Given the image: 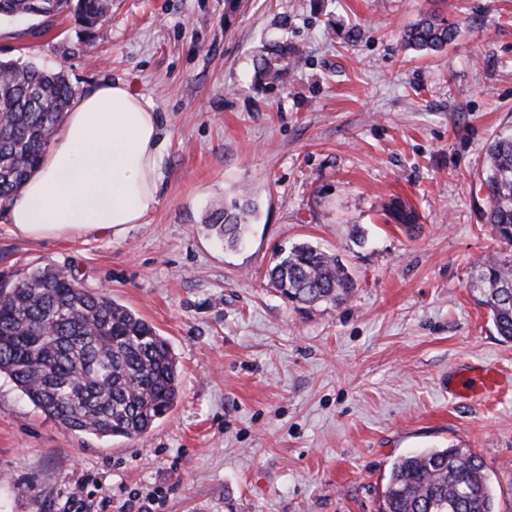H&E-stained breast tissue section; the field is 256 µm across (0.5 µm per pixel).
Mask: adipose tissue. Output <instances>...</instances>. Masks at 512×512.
<instances>
[{
    "label": "adipose tissue",
    "instance_id": "adipose-tissue-1",
    "mask_svg": "<svg viewBox=\"0 0 512 512\" xmlns=\"http://www.w3.org/2000/svg\"><path fill=\"white\" fill-rule=\"evenodd\" d=\"M163 141L152 103L122 82L78 95L41 167L8 205L15 235L122 233L146 223L159 199Z\"/></svg>",
    "mask_w": 512,
    "mask_h": 512
}]
</instances>
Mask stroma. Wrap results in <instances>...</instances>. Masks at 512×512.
<instances>
[{
	"mask_svg": "<svg viewBox=\"0 0 512 512\" xmlns=\"http://www.w3.org/2000/svg\"><path fill=\"white\" fill-rule=\"evenodd\" d=\"M458 26L437 53L405 47L426 11ZM296 54L255 79L263 46ZM0 60L64 71L77 92L123 81L166 140L147 223L28 241L0 217V284L72 272L169 339L181 397L148 437L75 435L0 377V512H376L393 461L477 452L512 512V390L448 395L463 364L512 374V342L468 288L512 254L485 221L489 142L512 129V0H113L93 28L0 21ZM411 205L419 228L389 223ZM251 202L245 244L206 228ZM308 242L355 283L304 308L271 287L275 250ZM386 211L395 224H402L406 228H411L419 223L417 212L401 199H392L387 205Z\"/></svg>",
	"mask_w": 512,
	"mask_h": 512,
	"instance_id": "1",
	"label": "stroma"
}]
</instances>
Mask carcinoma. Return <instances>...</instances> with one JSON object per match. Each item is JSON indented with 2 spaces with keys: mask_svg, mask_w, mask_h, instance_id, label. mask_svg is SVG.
Segmentation results:
<instances>
[{
  "mask_svg": "<svg viewBox=\"0 0 512 512\" xmlns=\"http://www.w3.org/2000/svg\"><path fill=\"white\" fill-rule=\"evenodd\" d=\"M112 0H0V20L66 13L94 26ZM456 26L428 13L405 30V46L438 52L455 41ZM288 67V46L271 44L256 77L273 84ZM61 71L0 63V206L9 204L39 168L75 96ZM481 189L486 223L512 245V133L490 143ZM407 228L419 223L399 198L386 208ZM249 204L219 208L208 226L228 247L241 244ZM269 281L293 304H335L354 287L337 256L308 242L275 252ZM470 288L499 336L512 341V261L486 259ZM67 431L144 439L180 397V368L168 339L109 295L85 288L63 271L36 270L0 287V375ZM498 498L482 457L469 448H432L403 455L386 478L378 512H497Z\"/></svg>",
  "mask_w": 512,
  "mask_h": 512,
  "instance_id": "cac0c4a2",
  "label": "carcinoma"
}]
</instances>
